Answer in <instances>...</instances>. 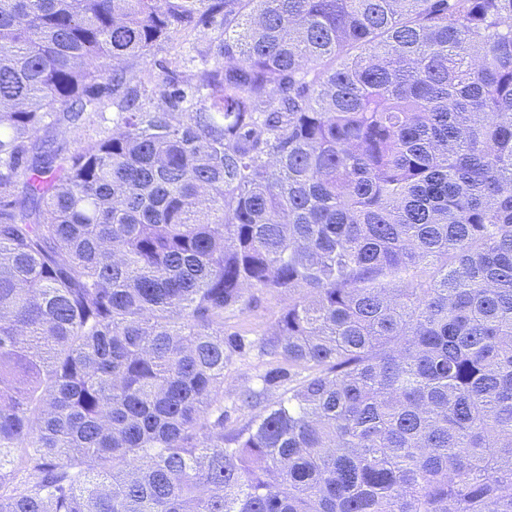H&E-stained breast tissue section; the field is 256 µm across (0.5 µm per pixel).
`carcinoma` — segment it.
<instances>
[{
	"instance_id": "carcinoma-1",
	"label": "carcinoma",
	"mask_w": 512,
	"mask_h": 512,
	"mask_svg": "<svg viewBox=\"0 0 512 512\" xmlns=\"http://www.w3.org/2000/svg\"><path fill=\"white\" fill-rule=\"evenodd\" d=\"M0 512H512V0H0ZM112 113V105H108L99 112L85 114V121L80 130H70L62 126L57 128L56 133L59 138L68 141L71 149H73L80 143H84L91 138L94 139L104 127H112ZM252 304L243 311H224V329L237 331L255 347L237 358L224 370V433L239 429L251 417L252 411L236 401V393L245 387L261 388L260 376L276 367L288 370V363L263 357L256 345L263 335L271 331L281 308L284 297L252 289Z\"/></svg>"
}]
</instances>
